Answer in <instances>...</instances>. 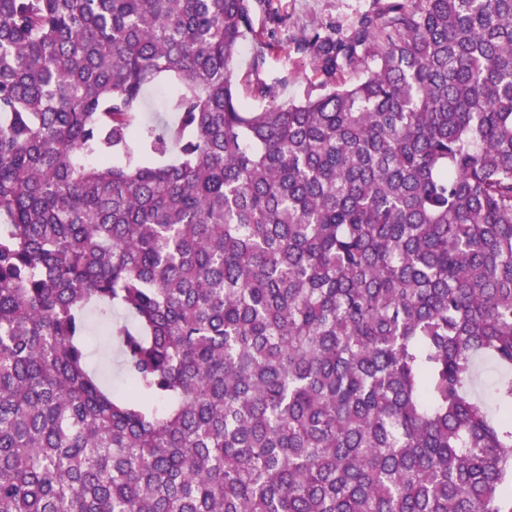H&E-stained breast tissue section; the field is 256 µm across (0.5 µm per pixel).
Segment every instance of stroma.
<instances>
[{
  "label": "stroma",
  "mask_w": 512,
  "mask_h": 512,
  "mask_svg": "<svg viewBox=\"0 0 512 512\" xmlns=\"http://www.w3.org/2000/svg\"><path fill=\"white\" fill-rule=\"evenodd\" d=\"M372 5V0H253L252 19L257 32L272 42L262 67L253 64L255 44L244 41L230 68L238 91H246L259 80L281 79L280 101L301 98L315 75L308 59L294 50L293 37L315 24L348 27L356 16Z\"/></svg>",
  "instance_id": "obj_1"
}]
</instances>
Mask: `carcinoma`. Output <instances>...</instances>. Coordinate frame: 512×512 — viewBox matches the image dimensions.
I'll use <instances>...</instances> for the list:
<instances>
[{
  "label": "carcinoma",
  "mask_w": 512,
  "mask_h": 512,
  "mask_svg": "<svg viewBox=\"0 0 512 512\" xmlns=\"http://www.w3.org/2000/svg\"><path fill=\"white\" fill-rule=\"evenodd\" d=\"M249 36L251 0H0V512H512V0L315 25L253 111ZM90 365L102 375L107 383L116 386L122 384V374L117 366L116 350L106 349L99 344L92 346L89 355Z\"/></svg>",
  "instance_id": "carcinoma-1"
}]
</instances>
